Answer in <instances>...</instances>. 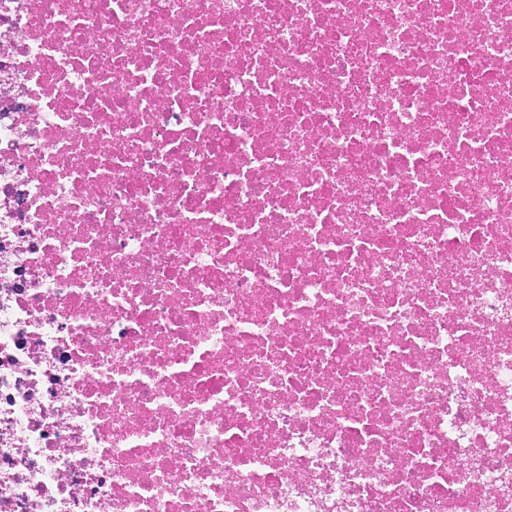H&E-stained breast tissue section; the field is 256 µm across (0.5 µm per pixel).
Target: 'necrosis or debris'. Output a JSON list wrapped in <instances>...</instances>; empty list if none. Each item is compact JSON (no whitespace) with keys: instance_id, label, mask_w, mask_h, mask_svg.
Masks as SVG:
<instances>
[{"instance_id":"necrosis-or-debris-1","label":"necrosis or debris","mask_w":512,"mask_h":512,"mask_svg":"<svg viewBox=\"0 0 512 512\" xmlns=\"http://www.w3.org/2000/svg\"><path fill=\"white\" fill-rule=\"evenodd\" d=\"M0 512H512V0H0Z\"/></svg>"}]
</instances>
